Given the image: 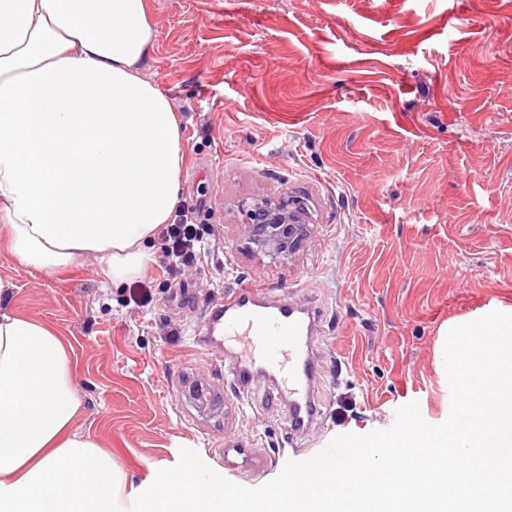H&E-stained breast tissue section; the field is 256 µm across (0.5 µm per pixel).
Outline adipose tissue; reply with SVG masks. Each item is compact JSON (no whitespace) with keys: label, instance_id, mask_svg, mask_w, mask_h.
Here are the masks:
<instances>
[{"label":"adipose tissue","instance_id":"adipose-tissue-1","mask_svg":"<svg viewBox=\"0 0 512 512\" xmlns=\"http://www.w3.org/2000/svg\"><path fill=\"white\" fill-rule=\"evenodd\" d=\"M158 31L149 0H0V237L18 262L61 271L91 257L120 286L152 261L181 192L182 125L146 78ZM0 279V512H353L355 488L389 483L409 448L413 475L456 485L474 512H504L512 471V318L448 344V374L468 400L453 428H411L396 445L369 444L321 467L311 490L260 500L224 489V474L192 460L135 484L112 454L75 429L80 383L63 339L19 314Z\"/></svg>","mask_w":512,"mask_h":512}]
</instances>
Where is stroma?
I'll use <instances>...</instances> for the list:
<instances>
[{"instance_id":"obj_1","label":"stroma","mask_w":512,"mask_h":512,"mask_svg":"<svg viewBox=\"0 0 512 512\" xmlns=\"http://www.w3.org/2000/svg\"><path fill=\"white\" fill-rule=\"evenodd\" d=\"M145 75L172 100L186 161L174 219L215 251L182 285L145 270L153 301L98 264L43 273L0 244L20 313L72 348L83 408L135 482L194 458L239 497L279 483L290 441L279 378L240 396L202 343L206 312L242 286L326 308L309 393L324 415L301 460L334 443L450 428L465 392L439 364L449 326L512 314V0H150ZM298 191L312 222L288 261L248 247L243 200ZM220 409L203 411L195 385Z\"/></svg>"}]
</instances>
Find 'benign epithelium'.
<instances>
[{"mask_svg": "<svg viewBox=\"0 0 512 512\" xmlns=\"http://www.w3.org/2000/svg\"><path fill=\"white\" fill-rule=\"evenodd\" d=\"M240 210L250 248L273 262L288 260L307 236L310 212L302 196L284 192L246 201ZM191 399L201 409L215 410L218 406L217 397L203 386L192 390Z\"/></svg>", "mask_w": 512, "mask_h": 512, "instance_id": "obj_1", "label": "benign epithelium"}]
</instances>
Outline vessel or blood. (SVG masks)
Listing matches in <instances>:
<instances>
[{
  "label": "vessel or blood",
  "instance_id": "1",
  "mask_svg": "<svg viewBox=\"0 0 512 512\" xmlns=\"http://www.w3.org/2000/svg\"><path fill=\"white\" fill-rule=\"evenodd\" d=\"M320 317L319 308H304L250 285L226 296L223 308L207 317L204 334L212 357L237 354L233 380L239 391H248L254 373L280 376L288 394L285 417L297 430L315 414L306 383L313 373L311 337Z\"/></svg>",
  "mask_w": 512,
  "mask_h": 512
}]
</instances>
